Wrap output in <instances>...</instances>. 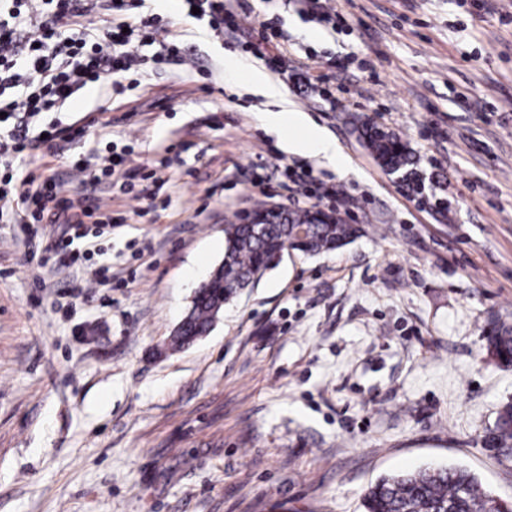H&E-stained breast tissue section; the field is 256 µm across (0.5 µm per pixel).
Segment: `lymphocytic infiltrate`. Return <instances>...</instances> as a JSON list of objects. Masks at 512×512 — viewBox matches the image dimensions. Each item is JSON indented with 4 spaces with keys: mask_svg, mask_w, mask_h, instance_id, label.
Here are the masks:
<instances>
[{
    "mask_svg": "<svg viewBox=\"0 0 512 512\" xmlns=\"http://www.w3.org/2000/svg\"><path fill=\"white\" fill-rule=\"evenodd\" d=\"M145 0H0V211L8 210L24 233L42 223L48 209L65 227L39 267L62 263L73 273L91 272L111 287L108 266L88 267V251L74 249L91 228L112 218L88 196L69 195L54 178L22 192L10 191L15 161L56 149L58 142L84 139L86 129L53 119L75 94L93 83H110L123 94L129 72L149 66H182L187 57L172 32V16L148 13ZM199 8L215 35L237 33L250 13L247 0H180V12ZM156 43L153 58L140 55Z\"/></svg>",
    "mask_w": 512,
    "mask_h": 512,
    "instance_id": "f902f5d3",
    "label": "lymphocytic infiltrate"
}]
</instances>
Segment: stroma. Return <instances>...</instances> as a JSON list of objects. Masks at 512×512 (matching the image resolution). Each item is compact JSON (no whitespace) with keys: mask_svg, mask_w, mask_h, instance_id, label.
Masks as SVG:
<instances>
[{"mask_svg":"<svg viewBox=\"0 0 512 512\" xmlns=\"http://www.w3.org/2000/svg\"><path fill=\"white\" fill-rule=\"evenodd\" d=\"M249 0L285 35L288 68L248 51L252 20L217 37L177 13L192 71L147 70L136 89L84 94L85 139L18 164L85 193L75 163L133 150L162 166L167 209L95 190L118 222L91 261L124 288L108 305L62 268L33 285L32 252L0 217V512H364L368 487L426 466H463L512 501V462L485 446L512 402V367L486 351L491 312L512 315V0ZM265 73L343 164L289 151L248 72ZM212 72L223 93L202 90ZM412 149L425 188L396 185L364 146L362 121ZM310 170L366 232L328 254L286 252L225 304L187 349L164 344L224 257V226L253 209L274 170Z\"/></svg>","mask_w":512,"mask_h":512,"instance_id":"1","label":"stroma"}]
</instances>
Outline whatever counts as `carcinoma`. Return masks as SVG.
<instances>
[{"instance_id":"cac0c4a2","label":"carcinoma","mask_w":512,"mask_h":512,"mask_svg":"<svg viewBox=\"0 0 512 512\" xmlns=\"http://www.w3.org/2000/svg\"><path fill=\"white\" fill-rule=\"evenodd\" d=\"M366 147L385 168L402 178L412 192L422 189L423 178L407 144L395 133L368 121L363 124ZM263 225L238 222L224 225V258L195 293L192 305L170 336L169 348L182 349L208 333L234 298L262 275L278 253L289 247L306 256L342 248L357 238L356 224L309 222V212L291 211ZM488 352L498 363H512V323L493 314L483 328ZM486 445L501 461L512 459V403L498 411ZM491 493L480 488L477 476L460 466L426 467L378 480L364 498L365 512H492Z\"/></svg>"}]
</instances>
